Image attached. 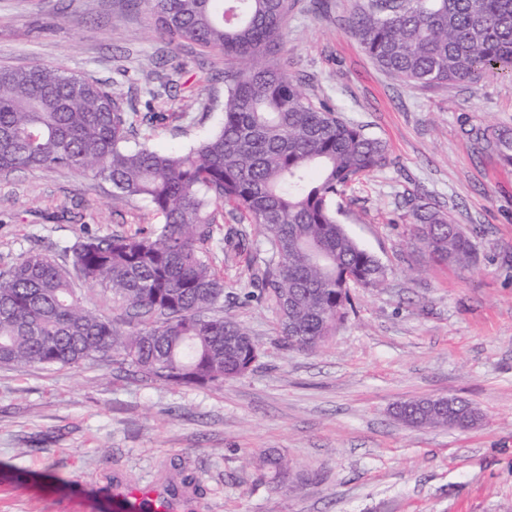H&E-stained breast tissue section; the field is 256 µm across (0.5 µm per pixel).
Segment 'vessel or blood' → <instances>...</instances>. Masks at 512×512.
<instances>
[{"mask_svg":"<svg viewBox=\"0 0 512 512\" xmlns=\"http://www.w3.org/2000/svg\"><path fill=\"white\" fill-rule=\"evenodd\" d=\"M112 492L126 500L128 512H191L195 501L191 487L166 477L142 488L128 487L117 480Z\"/></svg>","mask_w":512,"mask_h":512,"instance_id":"b4317fda","label":"vessel or blood"}]
</instances>
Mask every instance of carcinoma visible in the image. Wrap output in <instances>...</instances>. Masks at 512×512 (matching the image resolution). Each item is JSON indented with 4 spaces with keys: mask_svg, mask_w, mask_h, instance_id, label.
Returning a JSON list of instances; mask_svg holds the SVG:
<instances>
[{
    "mask_svg": "<svg viewBox=\"0 0 512 512\" xmlns=\"http://www.w3.org/2000/svg\"><path fill=\"white\" fill-rule=\"evenodd\" d=\"M169 42L224 53L220 129L183 152L140 137L160 112L131 118L121 94L60 66L0 67V173L68 168L100 176L112 196L145 201L162 222L108 237L86 232L60 266L29 251L0 271V364L72 367L116 352L167 384L220 386L255 367L261 348L222 315L214 226L224 206L257 225L274 258L247 296L271 301L290 346L314 350L352 309L351 286L378 288L387 269L339 222L336 199L388 162L386 143L313 101L280 46L288 0H130ZM365 52L396 79L424 87L512 72V0H364L349 25ZM512 165V129L494 132ZM414 239L435 263L467 266L473 242L450 213L412 199ZM112 294L124 323L88 306L77 285ZM394 416L414 427L478 422L470 403L419 400ZM281 476L279 459L258 458Z\"/></svg>",
    "mask_w": 512,
    "mask_h": 512,
    "instance_id": "obj_1",
    "label": "carcinoma"
}]
</instances>
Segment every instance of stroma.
<instances>
[{
	"instance_id": "obj_1",
	"label": "stroma",
	"mask_w": 512,
	"mask_h": 512,
	"mask_svg": "<svg viewBox=\"0 0 512 512\" xmlns=\"http://www.w3.org/2000/svg\"><path fill=\"white\" fill-rule=\"evenodd\" d=\"M361 0H295L280 46L313 100L386 141L339 215L388 269L315 350L289 348L268 302L246 299L270 245L224 217L243 248L221 253L224 313L261 345L253 371L220 387L142 378L115 356L80 367L0 366V512H126L114 478L144 486L181 464L193 512H512V166L479 133L512 128V73L420 87L385 74L348 28ZM59 64L113 85L167 119L151 146L184 149L224 110V56L180 47L127 0H0V66ZM450 212L477 248L467 267L431 262L404 201ZM79 210L81 223L64 220ZM140 200L68 169L0 175V270L38 251L65 263L83 230L157 223ZM449 397L477 408L472 428L411 427L401 401ZM280 457L287 479L255 465Z\"/></svg>"
}]
</instances>
